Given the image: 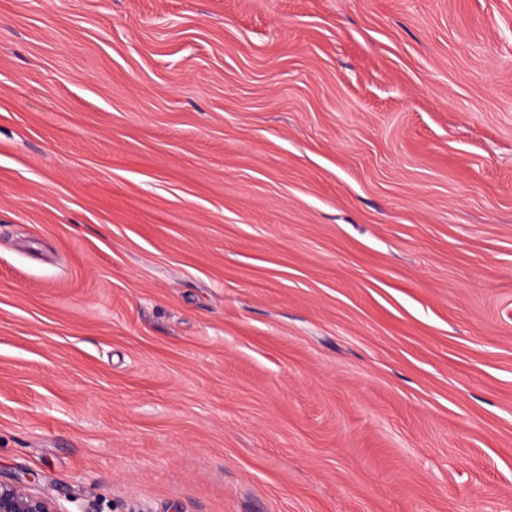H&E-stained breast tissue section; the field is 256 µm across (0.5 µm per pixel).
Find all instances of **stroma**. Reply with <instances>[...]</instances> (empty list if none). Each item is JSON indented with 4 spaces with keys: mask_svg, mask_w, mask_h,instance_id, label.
<instances>
[{
    "mask_svg": "<svg viewBox=\"0 0 512 512\" xmlns=\"http://www.w3.org/2000/svg\"><path fill=\"white\" fill-rule=\"evenodd\" d=\"M18 474L512 512V0H0Z\"/></svg>",
    "mask_w": 512,
    "mask_h": 512,
    "instance_id": "obj_1",
    "label": "stroma"
}]
</instances>
